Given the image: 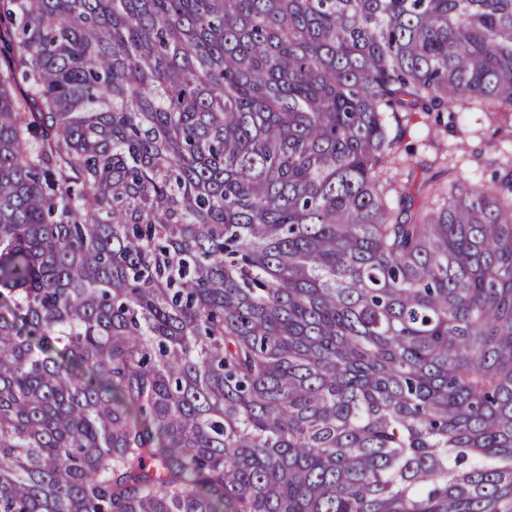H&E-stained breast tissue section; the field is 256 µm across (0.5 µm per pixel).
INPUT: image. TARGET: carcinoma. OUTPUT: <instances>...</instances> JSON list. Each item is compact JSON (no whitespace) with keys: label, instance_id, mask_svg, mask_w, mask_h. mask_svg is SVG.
Listing matches in <instances>:
<instances>
[{"label":"carcinoma","instance_id":"1","mask_svg":"<svg viewBox=\"0 0 512 512\" xmlns=\"http://www.w3.org/2000/svg\"><path fill=\"white\" fill-rule=\"evenodd\" d=\"M512 0H0V512H512ZM455 112L431 113L411 112L407 133L401 143L404 148L418 147L411 163L415 166L408 175V169L398 175V184L405 187L418 207L427 200V189L422 184L427 173L422 166L432 163L434 151L423 147L425 140L436 141L447 149L448 167L455 166L457 176H474L489 181L492 173L505 168L507 158L512 160V110L502 112H480L460 110ZM406 116L404 119H406ZM449 116L453 117L450 119ZM440 120V122H438ZM452 120V121H451ZM400 188V189H401Z\"/></svg>","mask_w":512,"mask_h":512}]
</instances>
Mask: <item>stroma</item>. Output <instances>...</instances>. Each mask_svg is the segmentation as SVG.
<instances>
[{
	"label": "stroma",
	"instance_id": "stroma-1",
	"mask_svg": "<svg viewBox=\"0 0 512 512\" xmlns=\"http://www.w3.org/2000/svg\"><path fill=\"white\" fill-rule=\"evenodd\" d=\"M428 139L444 146L448 164L454 167L457 176L490 179L492 173L503 169L512 157V110L470 112L458 109L450 114H411L403 144L417 150L412 159L414 171L401 173L397 181L418 205L427 197L423 168L434 158L433 151L424 147Z\"/></svg>",
	"mask_w": 512,
	"mask_h": 512
}]
</instances>
